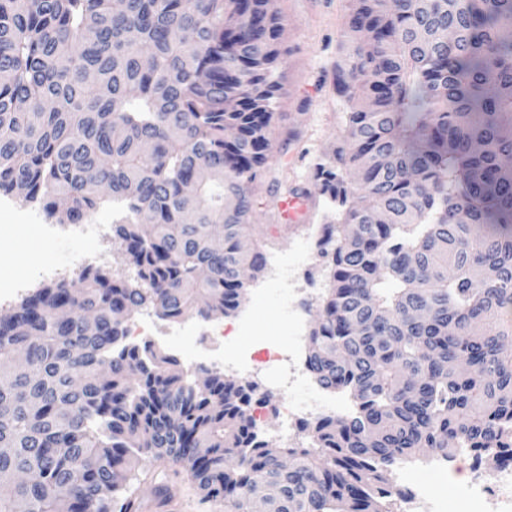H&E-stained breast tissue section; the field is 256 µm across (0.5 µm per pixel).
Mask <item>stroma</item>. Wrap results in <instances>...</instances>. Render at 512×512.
Instances as JSON below:
<instances>
[{"mask_svg":"<svg viewBox=\"0 0 512 512\" xmlns=\"http://www.w3.org/2000/svg\"><path fill=\"white\" fill-rule=\"evenodd\" d=\"M280 14L284 31L281 39L284 64L277 71L280 89L274 104L273 140L270 158L251 185L254 208L246 234L247 244L266 246L269 255L288 259V282L277 283L271 270H264L250 281L242 308L253 310L254 324L232 336L227 350L245 351L263 360L288 341V319L301 298L297 289L315 293L323 288L321 258L316 227L327 214L321 183L314 177V166L332 163L346 146V100L337 95L336 65L345 58L353 36L347 26L348 0H272ZM306 191L315 205L310 224L287 225L278 213V202L292 190ZM14 212L0 215V289L9 287L19 273L35 276L49 268L66 270L76 277L83 269L82 256L89 245L79 237H49L40 226L28 225L24 216L31 203L10 195ZM277 365L264 364L256 382L270 396L269 408L259 420V438L273 445L297 448L299 437L288 429V418L281 405L300 404L311 396L308 386L298 384L282 390ZM434 454L425 449L415 452L407 464L418 472L430 494L447 504V512H468L463 494V477L470 472L472 455H457L459 475L448 477L435 471ZM137 472L142 482L137 491L144 512H224L219 502L201 501L195 483L185 466L170 461H154L141 455ZM176 488L171 504H161L153 492L155 483Z\"/></svg>","mask_w":512,"mask_h":512,"instance_id":"1","label":"stroma"}]
</instances>
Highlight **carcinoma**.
Listing matches in <instances>:
<instances>
[{
    "instance_id": "1",
    "label": "carcinoma",
    "mask_w": 512,
    "mask_h": 512,
    "mask_svg": "<svg viewBox=\"0 0 512 512\" xmlns=\"http://www.w3.org/2000/svg\"><path fill=\"white\" fill-rule=\"evenodd\" d=\"M348 28V150L315 174L345 218L321 227L307 363L353 409L280 448L257 384L203 368L201 390L113 319L228 315L267 265L241 244L279 90L270 0H0V190L58 224L121 203L136 269L0 311V512H131L144 452L224 512H389V467L418 448L512 465V0H353Z\"/></svg>"
}]
</instances>
